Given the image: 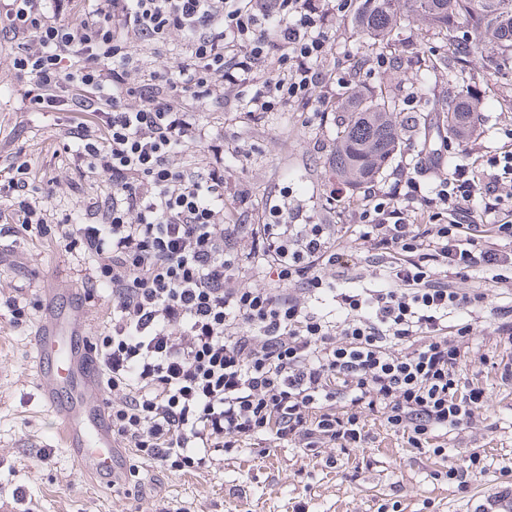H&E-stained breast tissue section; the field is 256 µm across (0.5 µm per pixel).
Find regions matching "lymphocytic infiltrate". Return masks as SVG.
Segmentation results:
<instances>
[{
    "mask_svg": "<svg viewBox=\"0 0 512 512\" xmlns=\"http://www.w3.org/2000/svg\"><path fill=\"white\" fill-rule=\"evenodd\" d=\"M0 0V30L29 111L69 109L75 159L107 175L88 224L54 220L10 156L6 198L24 227L92 260L87 294L109 289L112 317L92 348L112 394V437L141 468L195 474L214 453L356 448L363 411L410 447L447 452L482 388L463 380L472 326L452 313L484 302L450 277L512 274V151L460 164L426 188L412 175L365 196L359 214L387 265L357 288L328 224L237 223L224 200V147L196 118L221 86H254L247 106L327 108V0ZM182 38L173 67L148 69ZM195 149L204 166L176 154Z\"/></svg>",
    "mask_w": 512,
    "mask_h": 512,
    "instance_id": "f902f5d3",
    "label": "lymphocytic infiltrate"
}]
</instances>
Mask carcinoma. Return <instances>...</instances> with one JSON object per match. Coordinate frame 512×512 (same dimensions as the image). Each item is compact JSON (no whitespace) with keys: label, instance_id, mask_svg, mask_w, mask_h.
I'll return each instance as SVG.
<instances>
[{"label":"carcinoma","instance_id":"1","mask_svg":"<svg viewBox=\"0 0 512 512\" xmlns=\"http://www.w3.org/2000/svg\"><path fill=\"white\" fill-rule=\"evenodd\" d=\"M408 18L441 33L450 57L466 48L482 50L489 39L502 52H512V0H360L353 24L380 45ZM341 108L345 122L337 130L331 165L345 184L358 187L373 181L391 159L402 124L394 101L356 86ZM479 110L467 89L448 98V140L465 136Z\"/></svg>","mask_w":512,"mask_h":512}]
</instances>
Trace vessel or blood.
Listing matches in <instances>:
<instances>
[{
  "label": "vessel or blood",
  "instance_id": "obj_1",
  "mask_svg": "<svg viewBox=\"0 0 512 512\" xmlns=\"http://www.w3.org/2000/svg\"><path fill=\"white\" fill-rule=\"evenodd\" d=\"M43 311L33 340L41 399L56 417L60 441L76 468L90 478L111 481L119 450L105 400L90 396L100 380L82 325L84 307L70 303L61 309L52 297Z\"/></svg>",
  "mask_w": 512,
  "mask_h": 512
}]
</instances>
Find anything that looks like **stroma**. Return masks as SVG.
<instances>
[{
    "mask_svg": "<svg viewBox=\"0 0 512 512\" xmlns=\"http://www.w3.org/2000/svg\"><path fill=\"white\" fill-rule=\"evenodd\" d=\"M353 16L350 9L333 16L324 67L392 97L406 123L375 186L389 187L409 170L421 183H435L439 166L428 159L434 149L441 152L440 166L450 167L512 144V112L505 109L512 76L489 78L492 49L452 61L442 35L412 21L402 23L389 43L371 46ZM378 55L388 64L375 70L367 61ZM10 56L11 43L0 32V152H21L33 186L52 189L58 218L85 216L89 201L106 195L109 182L100 175L79 177L56 116L28 112ZM455 63L464 67L481 110L472 132L449 142L448 68ZM251 93L248 87L235 90L224 108L205 103L196 109L213 138L224 141L225 198L249 193L238 210L240 223H358L364 191L344 185L330 167L343 89L331 84L314 90V97L332 100L321 114L299 106L249 113L240 103ZM335 189L341 192L336 202L330 199ZM85 268L79 257L36 232L0 226V506L17 505V512H468L473 499L512 485V382L501 381L496 367L512 356V344L494 333L492 313L512 303V278L495 283L476 271L453 285L462 293H484V305L460 311L453 321L473 327L463 344V376L482 387L486 398L471 425L449 433L447 457L410 447L406 437L368 413L370 437L358 448H249L200 474L140 472L130 495L99 487L59 444L56 420L28 371L43 318L36 304L51 290H83ZM10 300L32 307L30 319L14 323L6 307ZM474 453L485 459L486 471L471 470L463 487L446 478L448 466H463Z\"/></svg>",
    "mask_w": 512,
    "mask_h": 512,
    "instance_id": "35a3bbf8",
    "label": "stroma"
}]
</instances>
